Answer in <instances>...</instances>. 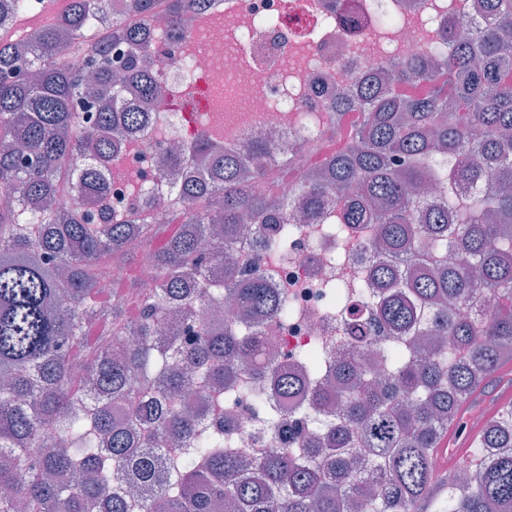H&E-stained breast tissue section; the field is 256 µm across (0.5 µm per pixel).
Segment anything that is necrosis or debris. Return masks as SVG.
<instances>
[{"instance_id":"1","label":"necrosis or debris","mask_w":512,"mask_h":512,"mask_svg":"<svg viewBox=\"0 0 512 512\" xmlns=\"http://www.w3.org/2000/svg\"><path fill=\"white\" fill-rule=\"evenodd\" d=\"M477 0H216L171 29L164 14L150 22L153 73L163 97L149 104L150 127L130 135L112 164L109 199L116 212L145 214L172 207L171 183L162 175L167 149L220 138L238 149L253 136L301 154L334 117L337 89L354 90L382 64L424 53L439 38L435 24L447 11L471 14ZM344 260L335 264L332 251ZM328 250L323 225H302L287 253L268 256L250 243L234 251L237 266L259 264L269 287L287 295L297 314L265 319L273 339L271 358L290 363L293 354L317 346L335 359L351 345L342 311L327 307L318 281L349 285L381 264L373 225L353 226ZM240 390L224 399L223 387L193 391L202 407L224 402L238 451L249 457L280 447L265 416L251 409L249 392L259 382L242 369Z\"/></svg>"}]
</instances>
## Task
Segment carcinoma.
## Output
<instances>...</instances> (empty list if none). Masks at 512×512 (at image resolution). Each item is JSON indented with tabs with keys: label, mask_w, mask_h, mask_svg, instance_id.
<instances>
[{
	"label": "carcinoma",
	"mask_w": 512,
	"mask_h": 512,
	"mask_svg": "<svg viewBox=\"0 0 512 512\" xmlns=\"http://www.w3.org/2000/svg\"><path fill=\"white\" fill-rule=\"evenodd\" d=\"M209 2L70 0L26 44L0 41V512H416L437 444L512 360V0H481L479 24L440 18L425 54L378 69L357 98L336 93L339 120L308 148L323 153L316 171L261 138L235 154L215 139L170 154L182 206L157 246L158 225L107 202L116 148L145 127L113 103L160 95L151 7L177 27ZM112 41L134 46L118 71ZM83 97L92 112L75 108ZM288 174L295 206L275 193ZM59 197L71 207L57 209ZM251 224L265 225L274 254L300 224L338 239L375 224L387 256L352 286L320 284L381 375L352 358L332 372L310 349L294 353V376L258 366L269 390L250 401L285 447L255 460L229 447L221 417L188 403L265 344L262 317L294 314L259 271L222 275ZM450 247L462 266L448 267ZM134 257L151 280L136 275L101 301ZM227 296L239 319L173 333ZM302 427L314 442L294 447ZM174 439L187 451L169 460ZM466 439L443 512H512V398Z\"/></svg>",
	"instance_id": "obj_1"
}]
</instances>
